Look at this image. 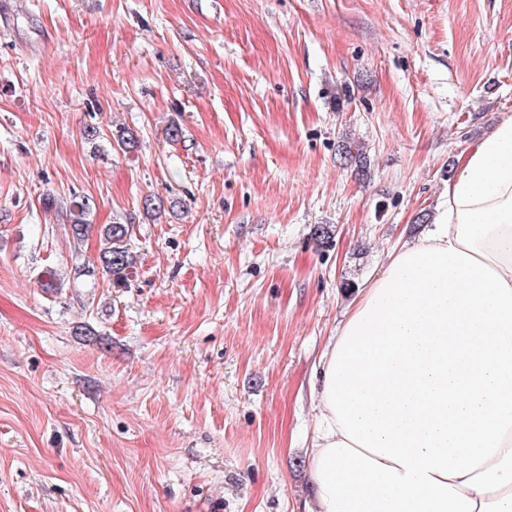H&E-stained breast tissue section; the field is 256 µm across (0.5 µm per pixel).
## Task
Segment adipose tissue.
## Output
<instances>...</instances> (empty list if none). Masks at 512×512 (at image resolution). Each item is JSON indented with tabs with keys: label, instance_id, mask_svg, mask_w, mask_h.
<instances>
[{
	"label": "adipose tissue",
	"instance_id": "1",
	"mask_svg": "<svg viewBox=\"0 0 512 512\" xmlns=\"http://www.w3.org/2000/svg\"><path fill=\"white\" fill-rule=\"evenodd\" d=\"M315 370L308 512H512V115Z\"/></svg>",
	"mask_w": 512,
	"mask_h": 512
}]
</instances>
